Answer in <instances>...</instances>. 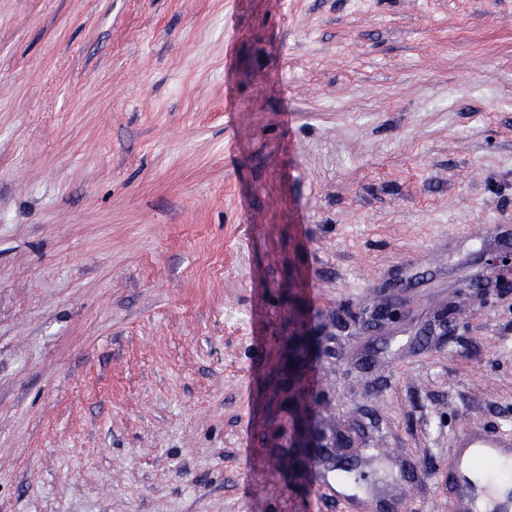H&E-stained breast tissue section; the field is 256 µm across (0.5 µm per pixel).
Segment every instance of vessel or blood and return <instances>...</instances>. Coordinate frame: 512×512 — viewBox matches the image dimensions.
<instances>
[{
	"label": "vessel or blood",
	"instance_id": "1",
	"mask_svg": "<svg viewBox=\"0 0 512 512\" xmlns=\"http://www.w3.org/2000/svg\"><path fill=\"white\" fill-rule=\"evenodd\" d=\"M458 454L448 485L469 501L481 500L484 512H512V430H479L464 426L457 439ZM497 463L509 471L510 479L489 477L484 482L473 481L469 467L475 458Z\"/></svg>",
	"mask_w": 512,
	"mask_h": 512
}]
</instances>
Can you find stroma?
<instances>
[{
  "mask_svg": "<svg viewBox=\"0 0 512 512\" xmlns=\"http://www.w3.org/2000/svg\"><path fill=\"white\" fill-rule=\"evenodd\" d=\"M511 249L512 0H0V512H463Z\"/></svg>",
  "mask_w": 512,
  "mask_h": 512,
  "instance_id": "1",
  "label": "stroma"
}]
</instances>
